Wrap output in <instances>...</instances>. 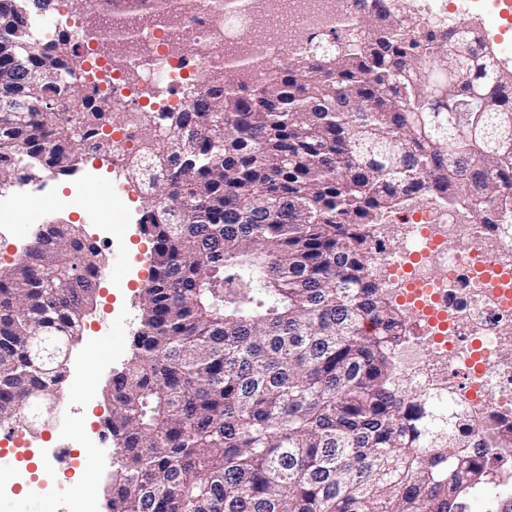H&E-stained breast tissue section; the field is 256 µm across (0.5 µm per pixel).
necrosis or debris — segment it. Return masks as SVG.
I'll list each match as a JSON object with an SVG mask.
<instances>
[{"label":"necrosis or debris","mask_w":512,"mask_h":512,"mask_svg":"<svg viewBox=\"0 0 512 512\" xmlns=\"http://www.w3.org/2000/svg\"><path fill=\"white\" fill-rule=\"evenodd\" d=\"M263 14L273 16L274 25L242 42V30ZM59 16L69 22L84 59L75 79L95 87L123 116L108 133L124 157L155 139L153 113L182 111L186 88L212 84L231 56H259L253 79L263 81L305 48L303 31L335 29L353 18L354 7L353 0H309L306 13L297 15L292 0H255L251 12L231 14L223 0H165L163 14L118 54L112 39H82L81 0H53L41 44L56 39ZM199 45L208 48L201 58L194 54ZM390 220L400 242L391 245L387 226L377 225L374 259L390 270L402 305L418 323L397 351L400 369L415 390L438 382L443 401L462 414L472 437L496 432L503 443L496 462L512 470V336L502 332L512 325V225L477 224L436 203L395 212Z\"/></svg>","instance_id":"4bbe7bcc"}]
</instances>
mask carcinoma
I'll list each match as a JSON object with an SVG mask.
<instances>
[{
	"mask_svg": "<svg viewBox=\"0 0 512 512\" xmlns=\"http://www.w3.org/2000/svg\"><path fill=\"white\" fill-rule=\"evenodd\" d=\"M51 0H0V189L65 174L112 124L69 78L62 30L36 47ZM409 0H355L332 40L254 84L234 59L158 147L128 161L152 243L134 355L113 379L112 512H512L393 348L408 318L377 275L371 228L414 202L500 224L512 213V74L480 31L421 26ZM161 5L95 0L89 37ZM458 46L460 53L449 50ZM104 258L79 224H49L0 277V424L32 422L64 377Z\"/></svg>",
	"mask_w": 512,
	"mask_h": 512,
	"instance_id": "carcinoma-1",
	"label": "carcinoma"
}]
</instances>
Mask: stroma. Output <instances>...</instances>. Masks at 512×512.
<instances>
[{
    "label": "stroma",
    "instance_id": "obj_1",
    "mask_svg": "<svg viewBox=\"0 0 512 512\" xmlns=\"http://www.w3.org/2000/svg\"><path fill=\"white\" fill-rule=\"evenodd\" d=\"M125 180L124 170L113 168L111 157H87L68 174L46 173L0 190V274L10 273L37 231L48 224L82 225L109 265L118 268L113 278L101 280L81 334L69 346L64 377L50 400L55 412L37 431L32 449L60 512H108L115 446L106 433L105 419L111 412L112 378L131 358L141 317V293L151 266L147 238L140 229L142 199L114 196L112 212L119 217L115 224L102 215L65 208L62 202L75 192L88 194L94 186ZM22 195L29 199L28 208L11 206V199ZM95 429L104 432L105 438L94 450L92 466L67 471L58 457L59 448L67 444L80 448L84 435ZM79 484L87 488L81 501L74 497Z\"/></svg>",
    "mask_w": 512,
    "mask_h": 512
}]
</instances>
